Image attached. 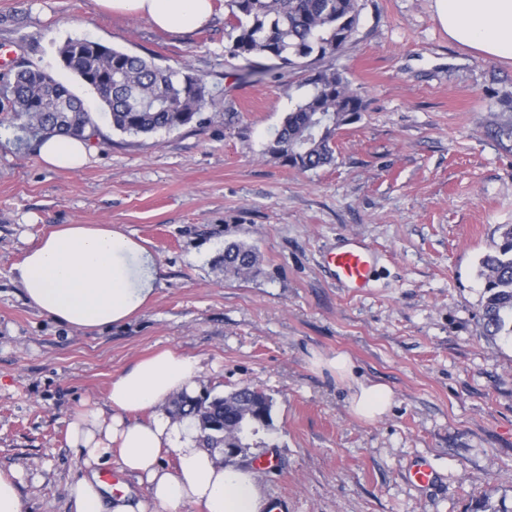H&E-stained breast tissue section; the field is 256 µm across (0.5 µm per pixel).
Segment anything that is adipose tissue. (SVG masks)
<instances>
[{"mask_svg":"<svg viewBox=\"0 0 512 512\" xmlns=\"http://www.w3.org/2000/svg\"><path fill=\"white\" fill-rule=\"evenodd\" d=\"M106 13L148 18L159 28L185 33L207 23L211 0H96ZM436 16L448 37L490 60L512 59V0H436ZM50 169L74 171L89 160L86 140L60 135L42 138L37 146ZM27 302L54 321L81 329H105L138 314L155 292L159 278L156 256L140 242L108 224H58L28 249L15 265ZM201 371L197 359L163 350L142 359L113 379L110 417L96 409L77 414L68 437L79 448L87 468L70 489L75 512H179L188 502L205 512H263L256 473L246 467L218 465L199 447L191 420L172 421L159 406L190 391ZM394 393L382 383H356L352 409L372 421L389 411ZM152 411L149 422L127 415ZM120 450L123 470L145 484L149 502L129 494L112 495L96 468L112 448ZM171 449L175 470L161 462Z\"/></svg>","mask_w":512,"mask_h":512,"instance_id":"adipose-tissue-1","label":"adipose tissue"}]
</instances>
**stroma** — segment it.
Returning a JSON list of instances; mask_svg holds the SVG:
<instances>
[{
	"mask_svg": "<svg viewBox=\"0 0 512 512\" xmlns=\"http://www.w3.org/2000/svg\"><path fill=\"white\" fill-rule=\"evenodd\" d=\"M203 27L170 34L96 0H0L14 67L45 70L93 113L88 164L48 169L36 134L0 121V469L21 471L25 512H72L83 456L77 413L107 409L112 380L169 349L199 360L198 395L248 385L272 400L274 430L235 464L253 467L284 512H512V340L485 335L479 261L512 224V60L451 41L435 0H361L356 42L335 64L365 108L336 139V162L300 172L264 154L309 92L308 73L239 83L224 48V0ZM87 37L163 65L189 66L219 103L174 131L113 130L58 48ZM56 224H109L147 247L160 275L127 322L89 331L29 305L13 267ZM257 247L261 272L225 279L226 243ZM372 252L363 288L328 257ZM389 386L366 421L350 381ZM426 459L434 482L409 471ZM336 375L353 376V363L344 353L336 354L330 362ZM355 393L352 398V409L355 414L368 421L378 419L389 411L393 404L394 393L390 387L382 383L368 380H355Z\"/></svg>",
	"mask_w": 512,
	"mask_h": 512,
	"instance_id": "1",
	"label": "stroma"
}]
</instances>
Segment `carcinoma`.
<instances>
[{"mask_svg": "<svg viewBox=\"0 0 512 512\" xmlns=\"http://www.w3.org/2000/svg\"><path fill=\"white\" fill-rule=\"evenodd\" d=\"M228 11L225 55L240 62L238 79L255 82L282 68L309 71L310 94L284 118L268 140L264 154L299 171L336 163V133L354 123L364 110L350 81L331 65L356 41L361 0H224ZM65 68L90 89L111 83L101 99L112 128L139 136L172 131L200 118L216 104L207 82L185 68L176 69L109 48L86 37H70L58 50ZM35 133L83 137L96 122L83 101L48 72L26 67L0 89V114ZM500 240L480 260L485 302L482 321L491 336L512 337V224L499 226ZM257 250L245 242L224 247L226 279L259 272ZM173 413L197 423L202 448H224L272 429V400L249 386L225 397L182 394Z\"/></svg>", "mask_w": 512, "mask_h": 512, "instance_id": "cac0c4a2", "label": "carcinoma"}]
</instances>
